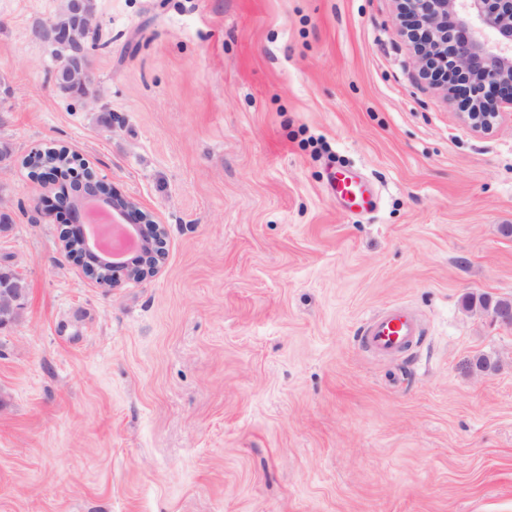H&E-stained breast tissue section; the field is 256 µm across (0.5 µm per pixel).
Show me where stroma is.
Returning <instances> with one entry per match:
<instances>
[{
  "label": "stroma",
  "mask_w": 512,
  "mask_h": 512,
  "mask_svg": "<svg viewBox=\"0 0 512 512\" xmlns=\"http://www.w3.org/2000/svg\"><path fill=\"white\" fill-rule=\"evenodd\" d=\"M91 2L87 104L64 0H0V512H512V328L463 304L512 297V110L473 132L395 0ZM55 145L165 224L157 276L67 259L24 164ZM392 305L423 328L396 360L359 342ZM66 2L68 3L63 16L76 14L75 25L72 28L53 25L58 44L69 51L66 56H63V60L67 65L69 62L72 63L68 66L70 72L64 85L69 93L89 96L90 70L82 45L89 34L95 31L97 23L92 12L82 8V1L68 0ZM332 189L351 206L366 208L371 203L370 186L356 173L337 172ZM26 307V290L14 288L10 280L1 275L0 279V335L12 330L18 324L17 314Z\"/></svg>",
  "instance_id": "35a3bbf8"
}]
</instances>
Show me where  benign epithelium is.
I'll return each instance as SVG.
<instances>
[{
  "label": "benign epithelium",
  "instance_id": "7a95c632",
  "mask_svg": "<svg viewBox=\"0 0 512 512\" xmlns=\"http://www.w3.org/2000/svg\"><path fill=\"white\" fill-rule=\"evenodd\" d=\"M399 34L411 45L419 63V74L434 84L446 85L448 96L462 110L463 120L476 132L493 129L499 109L512 108V0H397ZM77 15L73 27L53 26L59 45L68 50L70 63L64 82L67 91L90 95L91 82L82 45L97 23L81 0H68L64 15ZM74 181V190L59 208L81 211L88 198L112 201V214L129 225L141 248L129 261L113 266L112 279L91 278L101 288H120L157 275L166 255L167 230L143 209L138 199L112 191L89 166L67 175L51 168L40 171L39 182L55 185L62 178ZM60 244L78 240L81 256L71 260L85 273L97 269L87 225L58 226ZM26 307V290L0 278V335L18 324L17 314Z\"/></svg>",
  "mask_w": 512,
  "mask_h": 512
}]
</instances>
